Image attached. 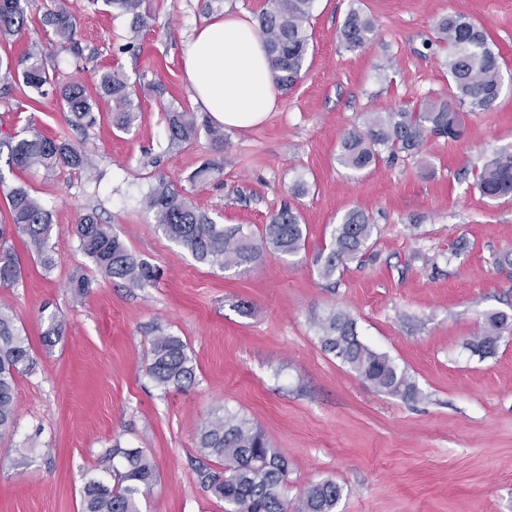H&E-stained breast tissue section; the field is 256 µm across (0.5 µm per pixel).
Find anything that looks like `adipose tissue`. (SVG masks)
Masks as SVG:
<instances>
[{
  "instance_id": "1",
  "label": "adipose tissue",
  "mask_w": 512,
  "mask_h": 512,
  "mask_svg": "<svg viewBox=\"0 0 512 512\" xmlns=\"http://www.w3.org/2000/svg\"><path fill=\"white\" fill-rule=\"evenodd\" d=\"M186 81L211 120L228 128L263 121L277 88L254 20L224 13L196 31L185 52Z\"/></svg>"
}]
</instances>
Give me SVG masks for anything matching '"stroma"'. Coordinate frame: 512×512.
Here are the masks:
<instances>
[{"label":"stroma","mask_w":512,"mask_h":512,"mask_svg":"<svg viewBox=\"0 0 512 512\" xmlns=\"http://www.w3.org/2000/svg\"><path fill=\"white\" fill-rule=\"evenodd\" d=\"M69 3L81 51L53 44L56 67L92 95L94 70L122 71L138 118L124 132L104 111L80 132L56 97L36 110L17 89L0 97V136L31 125L84 139L94 160L90 173L19 171L0 153V221L8 190L28 188L53 212L56 260L44 270L21 237L10 240L22 277L0 289V305L18 314L36 365L18 375L16 425L0 437V512H80L85 473L115 444L156 465L140 512H224L199 478L216 462L196 447L198 427L216 413L251 419L287 458L289 498L330 479L342 488L336 512H512V329L494 355L470 347L485 313L512 315V197L476 188L483 163L512 145V0H316L305 74L266 120L225 129L221 149L204 132L170 145L164 112L195 104L184 79L195 30L225 11L258 18L268 0H150L149 25L129 52V18ZM353 9L375 26L355 50L340 37ZM451 12L479 24L501 57L495 105L463 107L462 139L431 136L418 154L384 149L373 168L342 166L343 137L371 114L447 98L448 52L432 40ZM218 160L219 177L191 184ZM162 181L218 223L254 234L290 202L305 245L245 273L199 264L142 203ZM354 208L375 226L370 248L325 280L316 256ZM92 209L152 268V282L130 287L84 256L71 228ZM76 274L92 282L80 297ZM333 308L407 372L418 400L374 391L322 350L315 322ZM53 314L65 331L47 347ZM158 324L187 345L196 368L187 390L163 392L148 374Z\"/></svg>","instance_id":"stroma-1"}]
</instances>
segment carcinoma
<instances>
[{
  "instance_id": "1",
  "label": "carcinoma",
  "mask_w": 512,
  "mask_h": 512,
  "mask_svg": "<svg viewBox=\"0 0 512 512\" xmlns=\"http://www.w3.org/2000/svg\"><path fill=\"white\" fill-rule=\"evenodd\" d=\"M104 4L118 15L132 16L130 31L137 38L148 26L145 0H88L89 5ZM28 0H0V39L20 35L27 27ZM315 0H269V8L258 17V30L267 49L275 84L286 91L292 88L305 67L309 51L308 23ZM40 22L44 31L69 44L77 53L76 19L68 0H45ZM438 42L448 46L446 65L450 78L448 98L426 102L418 108H399L375 113L363 131L348 132L341 142L339 162L351 170L371 167L383 147L395 154L419 152L428 135L459 139L465 127L460 107L486 110L498 100L502 88L500 57L491 49L488 36L470 17L450 13L436 23ZM374 33L373 20L351 10L341 38L351 49L364 46ZM5 78L22 86L25 98L33 106L53 90L70 112L71 125L81 130L96 122L94 111L104 102L112 112V121L127 131L135 123L134 101L127 79L119 70L97 71L94 77L99 99H93L80 81L61 85L55 82L52 54L40 42H32L21 57L0 58ZM169 144L178 145L197 137L199 123L195 112L179 106L166 109ZM7 147L8 163L18 169L43 167L47 170L69 168L88 170L92 164L84 145L69 138L47 137L25 128L0 140ZM476 187L489 199L512 196V150H500L486 160ZM152 211L159 229L201 264L222 270H246L268 256L296 254L304 241L300 215L285 204L273 213L261 234L254 235L241 225L219 224L196 209L171 184L160 182L142 199ZM9 223L0 225V288H11L22 275L21 262L6 246L9 232L22 237L30 253L46 271L55 265L48 245L53 225L51 209L24 187L8 193ZM375 225L362 209L345 213L332 231V246L326 256L317 258L322 278L331 279L340 265L368 249ZM80 250L106 275L142 287L151 281L150 267L138 260L115 235L101 224L96 211L79 215L71 228ZM18 315L0 306V435L13 431L16 424L17 375L33 365L30 350L17 325ZM512 327L505 312L485 315L472 349L488 356L496 352L502 333ZM321 348L340 359L367 385L378 392L405 400L419 398L415 382L399 369L389 356L369 348L359 337L356 322L340 311H331L316 322ZM152 362L149 374L156 386L168 391L184 390L195 382V367L183 340L162 326L153 328ZM196 447L201 455L215 458L224 468L199 473L203 485L224 501V512H336L342 488L332 480L309 485L295 502L288 500V461L265 434L249 419L226 414L214 416L199 429ZM120 458L117 482L90 472L81 495V512H139V500L157 482L152 461L140 448L108 449L106 461Z\"/></svg>"
}]
</instances>
